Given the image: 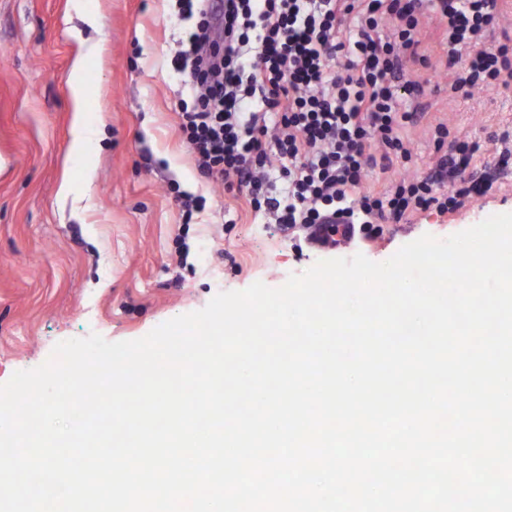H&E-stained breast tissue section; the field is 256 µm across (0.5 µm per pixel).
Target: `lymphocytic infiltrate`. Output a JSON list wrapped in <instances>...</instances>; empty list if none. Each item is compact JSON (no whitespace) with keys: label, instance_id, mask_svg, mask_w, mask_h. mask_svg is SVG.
I'll list each match as a JSON object with an SVG mask.
<instances>
[{"label":"lymphocytic infiltrate","instance_id":"1","mask_svg":"<svg viewBox=\"0 0 512 512\" xmlns=\"http://www.w3.org/2000/svg\"><path fill=\"white\" fill-rule=\"evenodd\" d=\"M187 40L171 61L188 96L179 130L207 178L244 193L281 231L330 215L370 226L414 212L443 215L480 193L465 171L479 145L432 131L436 169L363 187L372 145L410 159L400 132L423 116L421 86L405 77L421 55V20L435 18L452 88L512 85V46L487 45L499 0H176ZM282 180V195L272 192Z\"/></svg>","mask_w":512,"mask_h":512}]
</instances>
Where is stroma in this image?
Instances as JSON below:
<instances>
[{"label":"stroma","instance_id":"1","mask_svg":"<svg viewBox=\"0 0 512 512\" xmlns=\"http://www.w3.org/2000/svg\"><path fill=\"white\" fill-rule=\"evenodd\" d=\"M91 28L73 0H0V383L36 368L59 342L96 333L135 340L218 293L260 281L283 286L319 261L363 254L382 263L422 235L443 239L489 216L512 212V170L457 212L386 221L377 238L355 235L336 248L284 236L261 223L243 198L205 177L179 132V83L170 74L187 26L175 0H85ZM101 42L85 60L86 109L97 129L89 157L70 154L71 62L81 39ZM429 66L411 65L426 113L402 131L411 161L376 150L366 184L384 190L437 156L432 125L447 123L481 149L480 174L512 131V88L449 95L452 67L436 22L423 19ZM71 180L76 203L59 199ZM204 196L184 223L179 192ZM190 256L179 265L177 247Z\"/></svg>","mask_w":512,"mask_h":512}]
</instances>
